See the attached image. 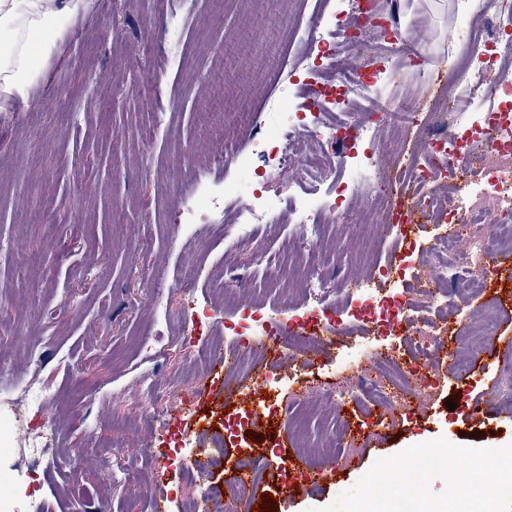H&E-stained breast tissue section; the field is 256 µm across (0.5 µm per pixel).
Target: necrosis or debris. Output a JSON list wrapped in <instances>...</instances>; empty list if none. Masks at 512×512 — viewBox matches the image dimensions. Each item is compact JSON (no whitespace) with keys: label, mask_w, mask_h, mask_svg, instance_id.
Returning <instances> with one entry per match:
<instances>
[{"label":"necrosis or debris","mask_w":512,"mask_h":512,"mask_svg":"<svg viewBox=\"0 0 512 512\" xmlns=\"http://www.w3.org/2000/svg\"><path fill=\"white\" fill-rule=\"evenodd\" d=\"M459 55L451 72V89L435 110L422 145L407 159L383 168L378 140L389 128L406 136L419 127L422 99L419 90L392 94L405 59L422 55L424 46H395L376 54L370 40L374 31L364 18L352 23L314 28L308 32L316 56L297 64L315 76L320 60L331 61L330 80L313 85L295 112L297 121L284 125L280 107L267 114L259 148L277 145L272 165L293 169L299 193L288 202L267 194H254V155L242 151L233 138H225L214 166L236 163L241 182L224 190L195 196L181 213L182 223H222L227 205L237 208V244L249 246L264 224L288 219L296 237L317 243L324 225L340 229L344 214L336 207L326 185L329 173L343 169L346 186L377 219L378 196L387 208L399 197L412 200L415 212L448 219L450 226L427 247L421 263L404 288L392 296H379L367 288L351 292L350 318L367 321L377 331L398 335L415 347L413 363L383 357L370 376L361 377L364 395L380 408H390L396 394H410L420 373L428 371L429 357L441 355L448 334V311L457 301L479 297L489 288V263L512 248V0H488L468 18L461 19ZM354 50L350 69L334 61L341 45ZM317 141L315 151L303 147L304 135ZM314 308L297 310L286 320L258 324L259 333L279 343L294 336L337 330L338 311L321 280L311 282ZM55 433L52 418L34 428L18 431L0 408V457L11 456V444L22 440L24 453L9 469H0V512H10L16 479L54 465L51 453ZM223 457L208 465L182 468L180 479L187 495L183 512H196L205 502L207 512H224L228 498L253 494L250 483L202 484L204 468H220Z\"/></svg>","instance_id":"4bbe7bcc"}]
</instances>
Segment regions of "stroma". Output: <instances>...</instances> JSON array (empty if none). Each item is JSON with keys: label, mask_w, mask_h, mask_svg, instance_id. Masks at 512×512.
<instances>
[{"label": "stroma", "mask_w": 512, "mask_h": 512, "mask_svg": "<svg viewBox=\"0 0 512 512\" xmlns=\"http://www.w3.org/2000/svg\"><path fill=\"white\" fill-rule=\"evenodd\" d=\"M377 8L403 41L429 50L425 65L407 64L401 85L435 94L455 52L448 31L468 0H377ZM325 9L348 13L352 0H193L174 57L147 40L165 26L157 0H84L43 63L50 83L0 112V361L11 370L0 401L22 398L35 379L50 388L43 413L21 417L25 428L44 413L58 425L62 464L39 470L34 482L47 512H153L158 494L181 512L180 470L212 454L214 416L234 424L221 480L235 477L240 455L259 462L246 512L265 492L277 495V512H319L377 459L440 437L458 446L512 444V403L490 402L506 363L499 350L485 346L468 374L441 370L434 387L400 398L401 425L390 430L377 407L358 400L357 372L370 370L375 353L405 355L402 337L383 339L350 320L302 352L234 335L240 312L208 280L234 243V225L220 237L177 226L185 200L236 176L234 166L208 165L218 146L201 123L209 99H223L228 113H254L252 130L235 131L250 151L267 101L287 93L302 103L305 76L290 64L309 51L304 34ZM155 121L161 129L144 138ZM289 232L260 236L224 271L226 290L249 289L265 318L299 305L314 275L334 289L354 279L392 294L413 262L401 256L396 229L381 228L369 247L358 232L328 228L319 268L305 263L284 276L263 258L286 252ZM217 319L223 335H193ZM191 339L249 359L233 373L243 387L237 399L225 400L223 377L211 375L209 410L189 419L184 441L160 434L150 419L171 412L158 395L190 384ZM145 342L154 351L142 352ZM260 366L270 371L263 381ZM269 398L293 403L302 426L265 414ZM311 448L324 451L319 468L289 464Z\"/></svg>", "instance_id": "1"}]
</instances>
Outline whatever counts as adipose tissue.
<instances>
[{"instance_id": "ef3b65f1", "label": "adipose tissue", "mask_w": 512, "mask_h": 512, "mask_svg": "<svg viewBox=\"0 0 512 512\" xmlns=\"http://www.w3.org/2000/svg\"><path fill=\"white\" fill-rule=\"evenodd\" d=\"M82 0H0V94L27 100L65 17Z\"/></svg>"}]
</instances>
